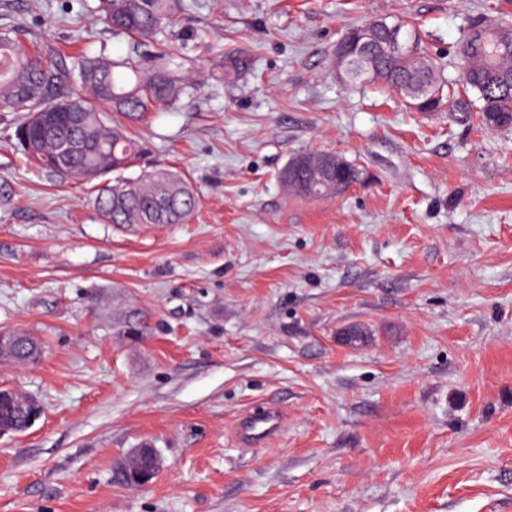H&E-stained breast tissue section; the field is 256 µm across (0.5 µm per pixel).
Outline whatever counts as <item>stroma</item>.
<instances>
[{
	"instance_id": "stroma-1",
	"label": "stroma",
	"mask_w": 512,
	"mask_h": 512,
	"mask_svg": "<svg viewBox=\"0 0 512 512\" xmlns=\"http://www.w3.org/2000/svg\"><path fill=\"white\" fill-rule=\"evenodd\" d=\"M188 4L197 92L128 129L130 175L164 163L197 193L186 223H106L0 112V328L43 343L0 363L43 406L0 436V512H512V129L475 92L418 112L334 62L349 27L402 20L456 75L463 31L512 0ZM103 6L0 0V28L66 65L129 53ZM323 152L364 181L289 192V159ZM269 405L281 435L243 446L237 418ZM144 447L153 483L115 481Z\"/></svg>"
}]
</instances>
